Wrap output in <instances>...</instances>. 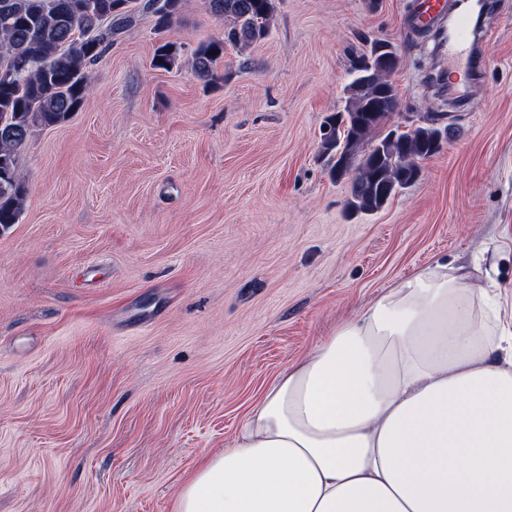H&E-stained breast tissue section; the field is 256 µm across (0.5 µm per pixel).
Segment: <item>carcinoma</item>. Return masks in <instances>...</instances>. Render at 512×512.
<instances>
[{
	"label": "carcinoma",
	"instance_id": "cac0c4a2",
	"mask_svg": "<svg viewBox=\"0 0 512 512\" xmlns=\"http://www.w3.org/2000/svg\"><path fill=\"white\" fill-rule=\"evenodd\" d=\"M224 32L200 42L193 52L197 77L209 84L227 46H249L269 34L275 0H205ZM182 0H0V228L18 223L27 186L16 167L35 127L64 122L77 111L90 88L88 67L95 64L142 14L154 17L157 30L171 27ZM386 55L400 56L388 41L373 40L351 64L344 87L345 105L326 122L337 132L324 134L320 154L332 162L330 173L348 177L347 207L354 213L382 210L401 189L420 179V162L437 154L459 128L445 124V113L392 129L400 96L390 80ZM177 49L160 44L153 67L171 69Z\"/></svg>",
	"mask_w": 512,
	"mask_h": 512
}]
</instances>
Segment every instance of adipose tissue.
Masks as SVG:
<instances>
[{
    "instance_id": "ef3b65f1",
    "label": "adipose tissue",
    "mask_w": 512,
    "mask_h": 512,
    "mask_svg": "<svg viewBox=\"0 0 512 512\" xmlns=\"http://www.w3.org/2000/svg\"><path fill=\"white\" fill-rule=\"evenodd\" d=\"M441 262L293 363L175 512H512V330Z\"/></svg>"
}]
</instances>
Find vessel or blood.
<instances>
[{"label": "vessel or blood", "mask_w": 512, "mask_h": 512, "mask_svg": "<svg viewBox=\"0 0 512 512\" xmlns=\"http://www.w3.org/2000/svg\"><path fill=\"white\" fill-rule=\"evenodd\" d=\"M488 4L489 0H417L410 17L412 28L446 29L439 46L444 60L441 79L453 98L466 99L485 62Z\"/></svg>", "instance_id": "b4317fda"}]
</instances>
